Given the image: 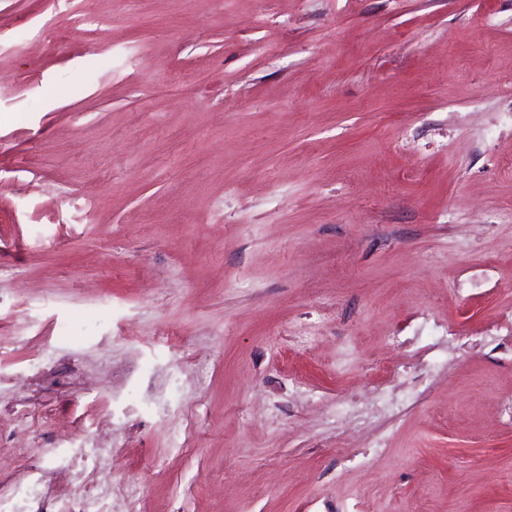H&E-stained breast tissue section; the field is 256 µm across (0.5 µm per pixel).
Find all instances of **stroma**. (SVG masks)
<instances>
[{"label":"stroma","mask_w":512,"mask_h":512,"mask_svg":"<svg viewBox=\"0 0 512 512\" xmlns=\"http://www.w3.org/2000/svg\"><path fill=\"white\" fill-rule=\"evenodd\" d=\"M510 241L512 0H0L13 481L23 397L122 512H512Z\"/></svg>","instance_id":"35a3bbf8"}]
</instances>
